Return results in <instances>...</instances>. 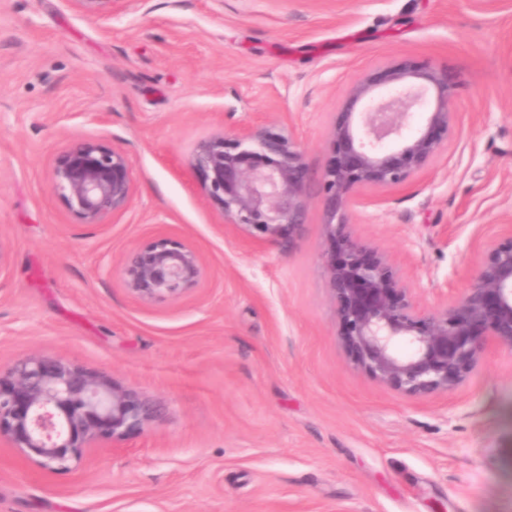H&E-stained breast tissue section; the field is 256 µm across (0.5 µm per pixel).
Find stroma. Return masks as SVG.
Returning a JSON list of instances; mask_svg holds the SVG:
<instances>
[{"label": "stroma", "instance_id": "35a3bbf8", "mask_svg": "<svg viewBox=\"0 0 512 512\" xmlns=\"http://www.w3.org/2000/svg\"><path fill=\"white\" fill-rule=\"evenodd\" d=\"M403 60L447 68L454 129L349 219L431 307L512 225V0H114L108 23L0 0V367L53 356L159 407L65 470L1 443L0 512H512V352L449 395L374 381L336 340L319 188L291 244L256 245L187 164L199 140L263 125L320 173L350 85ZM79 139L131 159V201L101 224L49 187ZM159 235L206 273L145 301L120 263Z\"/></svg>", "mask_w": 512, "mask_h": 512}]
</instances>
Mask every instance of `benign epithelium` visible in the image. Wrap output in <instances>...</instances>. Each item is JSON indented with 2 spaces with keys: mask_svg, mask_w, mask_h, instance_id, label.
Segmentation results:
<instances>
[{
  "mask_svg": "<svg viewBox=\"0 0 512 512\" xmlns=\"http://www.w3.org/2000/svg\"><path fill=\"white\" fill-rule=\"evenodd\" d=\"M65 2L101 21L112 18V0ZM453 100L448 71L435 64H393L359 79L332 126L330 159L318 179L338 345L370 378L412 398L454 392L491 347L512 352V225L486 244L466 287L429 309L348 222L360 189L400 184L437 157L453 126ZM431 101L424 123L406 134ZM188 165L238 236L291 241L306 224L313 175L293 133L258 126L217 133L194 145ZM50 188L82 223L100 224L132 197L129 157L77 140L55 159ZM202 276L199 254L166 236L130 249L122 261L124 286L147 301L178 298ZM156 415L146 396L50 356L21 358L0 374V438L45 467L65 469L100 440L140 431Z\"/></svg>",
  "mask_w": 512,
  "mask_h": 512,
  "instance_id": "obj_1",
  "label": "benign epithelium"
}]
</instances>
